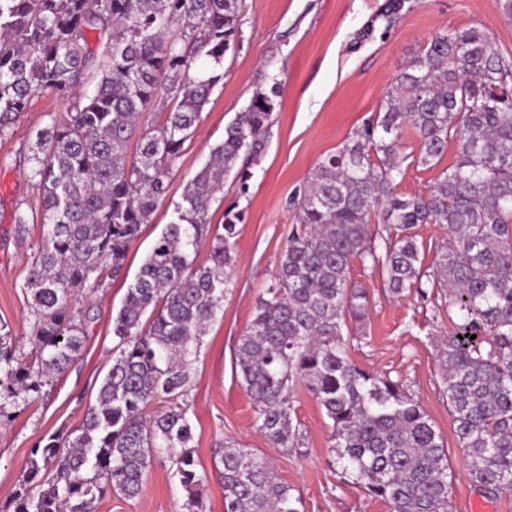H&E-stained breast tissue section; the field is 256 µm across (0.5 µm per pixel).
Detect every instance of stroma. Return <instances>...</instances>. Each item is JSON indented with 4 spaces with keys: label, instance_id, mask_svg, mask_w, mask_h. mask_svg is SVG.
<instances>
[{
    "label": "stroma",
    "instance_id": "obj_1",
    "mask_svg": "<svg viewBox=\"0 0 512 512\" xmlns=\"http://www.w3.org/2000/svg\"><path fill=\"white\" fill-rule=\"evenodd\" d=\"M384 0H243L239 26L224 55V78L213 89L194 137L171 165L169 187L148 224L142 225L119 272L77 298L75 309L93 304L95 320L85 325L80 355L43 387L39 398L20 404L14 419L0 425V507L18 487L31 451L52 434L78 426L96 400L111 361L112 318L127 288L162 229L174 218L186 184L224 138L225 127L246 110L254 93L280 82L281 93L265 134L266 148L250 167L246 186L226 177L224 196L209 211L212 229L224 212L242 215L231 241L235 258L224 306L202 338L191 365L189 417L192 447L207 472L205 512H224V487L217 465L224 445L234 441L268 456L278 479L302 499V512H389L342 473L330 450L332 422L303 385H295L292 404L302 431L299 448H275L255 426L254 405L233 371L239 337L257 302L273 284L284 243L296 225L291 199L325 156L335 153L355 130L376 114L399 68L434 35L482 25L512 55V19L494 0H411L392 29L377 23L372 35L357 34L373 20ZM69 100L52 90L32 99L8 135L0 137V320L29 349L34 317L23 284L32 268L42 229L28 224L18 235L15 209L37 210L38 190L30 177L31 134L70 112ZM350 281L368 288V316L354 327L348 355L366 371L402 381L444 439L448 480L455 512H468L480 498L489 512H512V492L490 495L464 468V450L454 432L443 393L437 339L448 329V298L429 289L392 296L382 269L352 265ZM186 493L165 459H157L142 493L133 499L112 494L95 512H181Z\"/></svg>",
    "mask_w": 512,
    "mask_h": 512
}]
</instances>
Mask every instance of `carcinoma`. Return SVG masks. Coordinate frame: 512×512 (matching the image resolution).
I'll use <instances>...</instances> for the list:
<instances>
[{
    "instance_id": "cac0c4a2",
    "label": "carcinoma",
    "mask_w": 512,
    "mask_h": 512,
    "mask_svg": "<svg viewBox=\"0 0 512 512\" xmlns=\"http://www.w3.org/2000/svg\"><path fill=\"white\" fill-rule=\"evenodd\" d=\"M409 0H385L393 26ZM241 0H0V135L46 89L72 112L37 131L31 177L43 235L23 288L31 297L32 350L0 322V420L39 397L83 344L74 296L120 269L140 227L168 191L169 169L224 78ZM209 66L195 69L198 59ZM280 86L255 93L212 147L175 218L127 288L112 323L117 343L96 404L82 423L32 451L10 512H92L114 492L131 499L152 460L164 457L186 493L183 512H204L207 482L188 417L190 357L223 310L234 265L230 239L241 216L224 214L209 264H195L209 210L264 136ZM170 105L162 123L150 112ZM412 127L416 152L402 154ZM457 159L425 195L396 193L412 161ZM133 161H128L129 148ZM299 227L283 248L268 297L235 351V373L255 405V425L275 448L301 445L293 386L303 384L332 421L342 472L391 512H454L444 439L399 380L347 356L343 331L369 314L370 294L348 279L352 261L386 271L400 296L448 288L454 317L438 346L455 435L470 479L490 494L512 492V56L484 26L432 37L396 74L384 105L311 174L293 201ZM383 228L371 232V211ZM446 224L431 271L413 229ZM62 340H57V337ZM163 405L154 415L147 409ZM224 512H300L301 498L267 459L224 444Z\"/></svg>"
}]
</instances>
